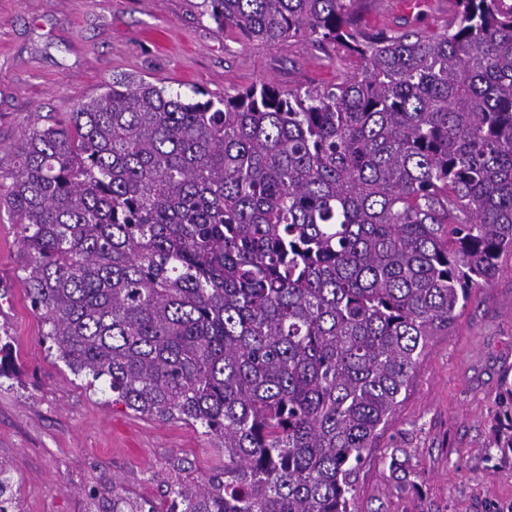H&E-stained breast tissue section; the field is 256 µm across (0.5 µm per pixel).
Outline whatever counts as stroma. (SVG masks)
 <instances>
[{
  "mask_svg": "<svg viewBox=\"0 0 512 512\" xmlns=\"http://www.w3.org/2000/svg\"><path fill=\"white\" fill-rule=\"evenodd\" d=\"M355 6L369 29L434 34L448 24L441 0L418 14L398 0ZM360 71L336 47H270L218 28L204 0H0V175L15 171L33 128L64 122L116 77L190 99L262 82L323 87ZM16 224L0 208V340L15 355L0 377V460L21 512H92V494L111 485L165 506L173 482L223 471V449L201 429L134 413L42 343ZM355 488L354 512H512V252L430 337Z\"/></svg>",
  "mask_w": 512,
  "mask_h": 512,
  "instance_id": "stroma-1",
  "label": "stroma"
}]
</instances>
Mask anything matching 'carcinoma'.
I'll return each mask as SVG.
<instances>
[{
	"instance_id": "obj_1",
	"label": "carcinoma",
	"mask_w": 512,
	"mask_h": 512,
	"mask_svg": "<svg viewBox=\"0 0 512 512\" xmlns=\"http://www.w3.org/2000/svg\"><path fill=\"white\" fill-rule=\"evenodd\" d=\"M351 2L206 6L353 78L187 101L115 77L0 179L58 358L224 449L170 512H353L428 336L512 251V0H456L433 35L366 32ZM112 512L158 510L114 489Z\"/></svg>"
}]
</instances>
